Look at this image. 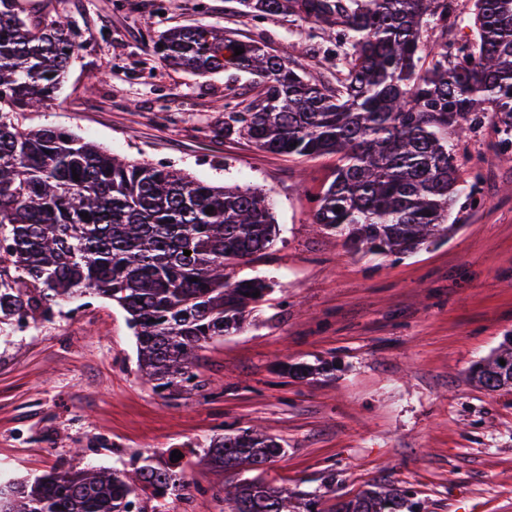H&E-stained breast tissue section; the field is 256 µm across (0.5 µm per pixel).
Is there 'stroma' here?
<instances>
[{
    "label": "stroma",
    "mask_w": 512,
    "mask_h": 512,
    "mask_svg": "<svg viewBox=\"0 0 512 512\" xmlns=\"http://www.w3.org/2000/svg\"><path fill=\"white\" fill-rule=\"evenodd\" d=\"M78 33L58 101L31 126L68 128L113 155L211 184L268 192L280 235L238 264L271 291L249 325L200 353L201 388L163 398L138 373L127 313L87 296L0 333V466L34 479L54 469L130 465L171 451L195 495L141 494V512H229L235 475L201 462L210 437L258 427L284 452L265 478L324 495L325 506L393 484L423 512H512V391L472 368L512 337V162L494 118L454 138L464 187L456 230L411 254L351 251L312 224L338 158H297L224 134L228 97L252 100L250 75L197 77L158 59L159 33L211 24L257 41L336 83V32L288 17L252 18L237 0H74ZM307 364L300 379L284 365Z\"/></svg>",
    "instance_id": "obj_1"
}]
</instances>
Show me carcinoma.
Listing matches in <instances>:
<instances>
[{
	"mask_svg": "<svg viewBox=\"0 0 512 512\" xmlns=\"http://www.w3.org/2000/svg\"><path fill=\"white\" fill-rule=\"evenodd\" d=\"M238 3L245 16H293L343 33L341 78L327 87L258 42L214 27L160 35L155 54L197 76L231 69L254 76L259 95L224 113V135L293 157L338 156L313 223L346 236L356 251L413 253L453 231L448 219L461 185L448 133L473 130L491 112L498 148L512 145V0H475L476 41L454 55V0ZM431 35L440 43L423 70ZM79 47L63 18H46L29 0H0V319L44 317L76 295L102 296L129 315L138 366L154 392L197 389L199 351L241 330L269 291L265 281L234 280L228 269L275 241L270 199L120 159L65 129L25 126L26 113L57 98ZM236 47L244 53L235 55ZM473 379L489 392L511 391L512 340L479 363ZM282 451L257 429L210 440L212 464L256 472L224 488L230 512H326L321 496L302 498L263 480ZM183 479L180 463L156 465L148 456L127 471L55 470L32 482L0 481V512H136L139 491L163 497ZM331 512H421V505L406 491L374 485Z\"/></svg>",
	"mask_w": 512,
	"mask_h": 512,
	"instance_id": "carcinoma-1",
	"label": "carcinoma"
}]
</instances>
